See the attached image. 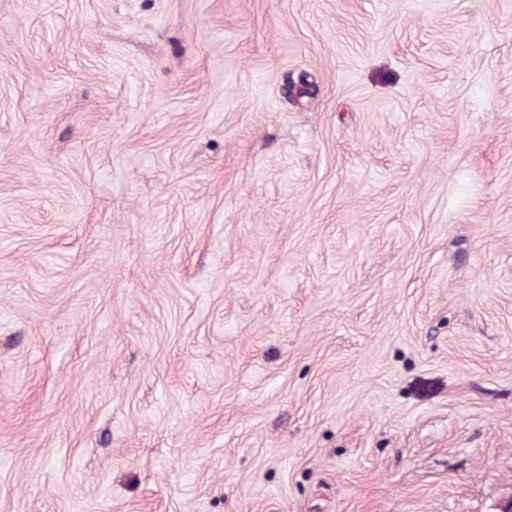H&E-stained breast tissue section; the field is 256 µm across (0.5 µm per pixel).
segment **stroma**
Here are the masks:
<instances>
[{
    "label": "stroma",
    "instance_id": "obj_1",
    "mask_svg": "<svg viewBox=\"0 0 512 512\" xmlns=\"http://www.w3.org/2000/svg\"><path fill=\"white\" fill-rule=\"evenodd\" d=\"M512 0H0V512H496Z\"/></svg>",
    "mask_w": 512,
    "mask_h": 512
}]
</instances>
